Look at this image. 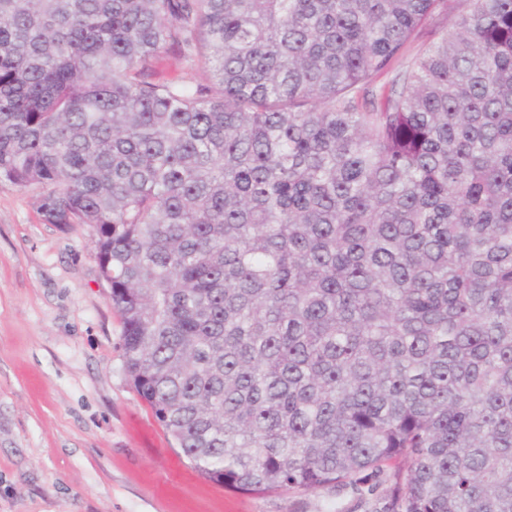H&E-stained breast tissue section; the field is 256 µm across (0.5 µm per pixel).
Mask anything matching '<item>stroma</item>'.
<instances>
[{"label":"stroma","instance_id":"35a3bbf8","mask_svg":"<svg viewBox=\"0 0 512 512\" xmlns=\"http://www.w3.org/2000/svg\"><path fill=\"white\" fill-rule=\"evenodd\" d=\"M0 179V512H385L389 473L314 491L212 483L132 389L84 224Z\"/></svg>","mask_w":512,"mask_h":512}]
</instances>
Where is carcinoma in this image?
<instances>
[{"instance_id":"carcinoma-1","label":"carcinoma","mask_w":512,"mask_h":512,"mask_svg":"<svg viewBox=\"0 0 512 512\" xmlns=\"http://www.w3.org/2000/svg\"><path fill=\"white\" fill-rule=\"evenodd\" d=\"M2 178L210 481L512 512V0H0ZM448 24V19L441 18L440 20L433 19L428 21L420 29V34L411 44V53H416L420 48L426 46L433 40H435L443 27Z\"/></svg>"}]
</instances>
